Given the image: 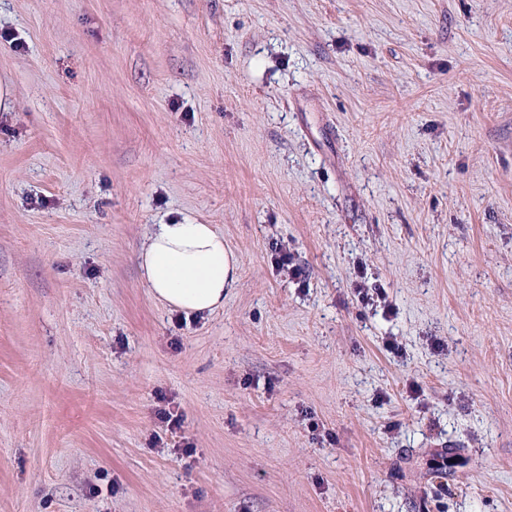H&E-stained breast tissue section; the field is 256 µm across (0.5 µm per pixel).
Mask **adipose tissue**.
Here are the masks:
<instances>
[{
	"instance_id": "obj_1",
	"label": "adipose tissue",
	"mask_w": 512,
	"mask_h": 512,
	"mask_svg": "<svg viewBox=\"0 0 512 512\" xmlns=\"http://www.w3.org/2000/svg\"><path fill=\"white\" fill-rule=\"evenodd\" d=\"M139 260L154 297L187 314L222 308L225 289L238 279L236 256L209 224L156 225Z\"/></svg>"
}]
</instances>
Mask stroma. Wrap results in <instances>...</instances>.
<instances>
[{
  "label": "stroma",
  "mask_w": 512,
  "mask_h": 512,
  "mask_svg": "<svg viewBox=\"0 0 512 512\" xmlns=\"http://www.w3.org/2000/svg\"><path fill=\"white\" fill-rule=\"evenodd\" d=\"M0 512H512V0H0ZM139 260L154 297L186 314L222 308L225 289L238 279V260L211 224L155 225Z\"/></svg>",
  "instance_id": "obj_1"
}]
</instances>
